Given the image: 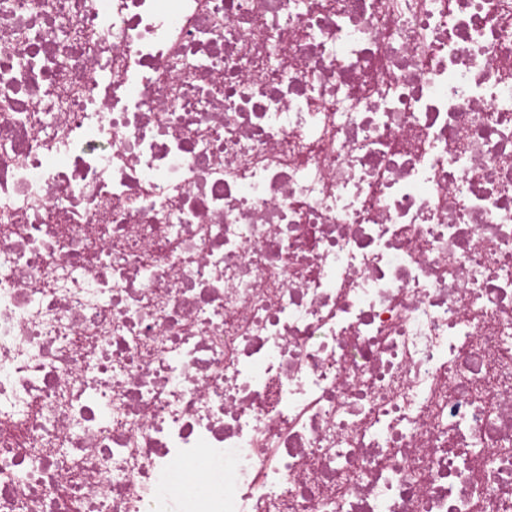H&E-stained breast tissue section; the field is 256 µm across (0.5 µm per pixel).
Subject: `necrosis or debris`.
Listing matches in <instances>:
<instances>
[{
    "instance_id": "necrosis-or-debris-1",
    "label": "necrosis or debris",
    "mask_w": 512,
    "mask_h": 512,
    "mask_svg": "<svg viewBox=\"0 0 512 512\" xmlns=\"http://www.w3.org/2000/svg\"><path fill=\"white\" fill-rule=\"evenodd\" d=\"M512 0H0V512H512Z\"/></svg>"
}]
</instances>
